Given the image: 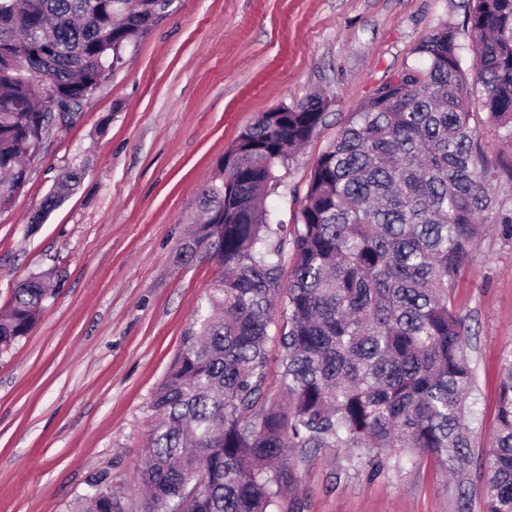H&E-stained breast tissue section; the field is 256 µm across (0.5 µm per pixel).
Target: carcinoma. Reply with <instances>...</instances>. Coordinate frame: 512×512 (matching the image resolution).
Wrapping results in <instances>:
<instances>
[{
    "label": "carcinoma",
    "instance_id": "1",
    "mask_svg": "<svg viewBox=\"0 0 512 512\" xmlns=\"http://www.w3.org/2000/svg\"><path fill=\"white\" fill-rule=\"evenodd\" d=\"M174 0H0V210L27 180L60 112H80L126 50ZM466 65L446 23L380 83L318 158L293 230L263 198L325 119L311 95L261 113L203 189L201 224L178 253L221 272L206 308L151 407L141 512H278L300 457L344 449L341 470L376 476L391 458L432 459L455 478V512H512V349L503 352L490 452L471 474L477 390L469 317L453 291L473 262L499 194L512 187L488 164L474 113L512 143V0H472ZM57 90L40 93L42 81ZM58 175L31 218L39 224L83 178ZM501 184V192L495 185ZM292 247L288 283L282 259ZM46 275L14 288L0 345L27 335L47 298ZM282 318L275 323L274 306ZM276 326L283 398H268L267 344ZM82 512H130L122 487L101 479Z\"/></svg>",
    "mask_w": 512,
    "mask_h": 512
}]
</instances>
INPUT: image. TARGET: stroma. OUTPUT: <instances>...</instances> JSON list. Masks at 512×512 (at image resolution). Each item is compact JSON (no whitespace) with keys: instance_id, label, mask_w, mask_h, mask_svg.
<instances>
[{"instance_id":"stroma-1","label":"stroma","mask_w":512,"mask_h":512,"mask_svg":"<svg viewBox=\"0 0 512 512\" xmlns=\"http://www.w3.org/2000/svg\"><path fill=\"white\" fill-rule=\"evenodd\" d=\"M468 0H174L125 55L79 119L51 137L0 211V312L17 283L47 273L51 294L30 332L0 346V512H75L90 483L133 488L154 419L151 400L219 273L177 258L201 191L256 117L316 92L323 124L266 200L294 224L317 159L373 89ZM89 165L44 219L31 217L62 168ZM476 331L483 458L495 424L501 357L512 347V237L493 224L454 292ZM280 512H454L432 461L378 476L290 454Z\"/></svg>"}]
</instances>
